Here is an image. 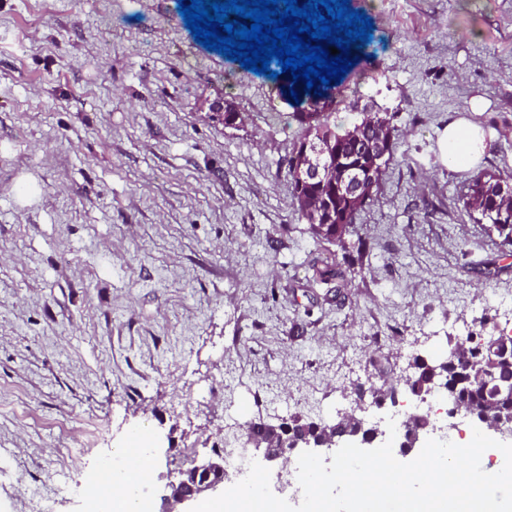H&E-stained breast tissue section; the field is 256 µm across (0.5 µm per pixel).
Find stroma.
I'll list each match as a JSON object with an SVG mask.
<instances>
[{
    "label": "stroma",
    "instance_id": "obj_1",
    "mask_svg": "<svg viewBox=\"0 0 512 512\" xmlns=\"http://www.w3.org/2000/svg\"><path fill=\"white\" fill-rule=\"evenodd\" d=\"M179 0H0V512H91L87 478L154 439L148 512L224 426L328 417L372 357L512 331V247L474 222L437 139L469 101L512 177V0H349L373 23L333 121L402 130L343 257L297 211L276 83L195 41ZM232 106L242 122L212 118ZM311 277L307 281V288H336V296L342 288H347L348 277L346 270H343L335 261L328 258L313 260L310 266Z\"/></svg>",
    "mask_w": 512,
    "mask_h": 512
}]
</instances>
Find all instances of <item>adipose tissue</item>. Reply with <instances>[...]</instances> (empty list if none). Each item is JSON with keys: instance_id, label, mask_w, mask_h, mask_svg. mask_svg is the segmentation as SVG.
I'll return each instance as SVG.
<instances>
[{"instance_id": "1", "label": "adipose tissue", "mask_w": 512, "mask_h": 512, "mask_svg": "<svg viewBox=\"0 0 512 512\" xmlns=\"http://www.w3.org/2000/svg\"><path fill=\"white\" fill-rule=\"evenodd\" d=\"M493 135L470 118L460 117L449 122L438 138V149L443 162L453 172H472L478 169ZM151 471L127 472L113 480L112 486L95 501L102 512H145L141 495L144 481Z\"/></svg>"}]
</instances>
